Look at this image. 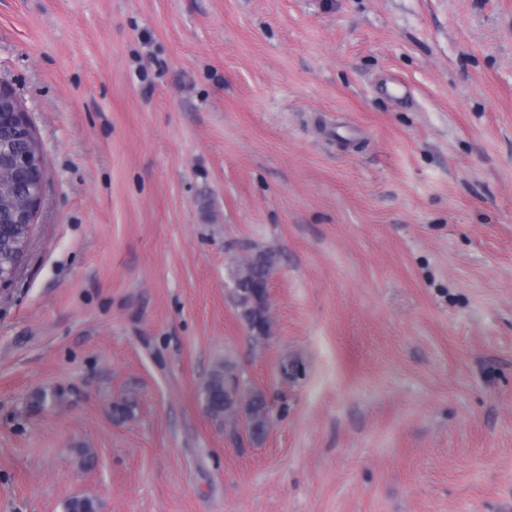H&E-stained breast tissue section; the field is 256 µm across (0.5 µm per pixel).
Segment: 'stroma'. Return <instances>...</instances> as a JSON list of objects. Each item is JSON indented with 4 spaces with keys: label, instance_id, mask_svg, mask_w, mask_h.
Wrapping results in <instances>:
<instances>
[{
    "label": "stroma",
    "instance_id": "stroma-1",
    "mask_svg": "<svg viewBox=\"0 0 512 512\" xmlns=\"http://www.w3.org/2000/svg\"><path fill=\"white\" fill-rule=\"evenodd\" d=\"M0 83L48 173L0 512H512V0H0ZM227 360L262 444L203 407ZM277 253L273 249L260 251L240 260L233 273V281L238 285L232 291L239 318L249 319L252 336L264 339L271 335L272 326L266 317L267 303L264 292L276 265ZM255 304L256 308L251 307ZM235 371L230 361L217 366L203 382L201 395L207 412L215 419H223L230 432L237 429V415L241 405L249 409L248 423L253 444H262L269 429V405L266 393L245 383L237 389L224 392V374Z\"/></svg>",
    "mask_w": 512,
    "mask_h": 512
}]
</instances>
